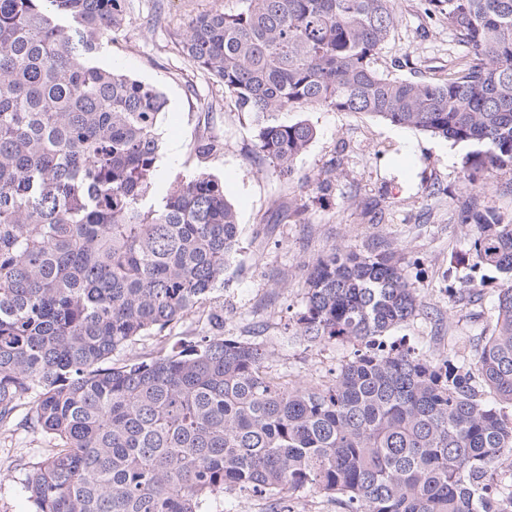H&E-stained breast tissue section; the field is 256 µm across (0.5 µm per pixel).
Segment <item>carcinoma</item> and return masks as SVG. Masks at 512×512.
<instances>
[{"label":"carcinoma","mask_w":512,"mask_h":512,"mask_svg":"<svg viewBox=\"0 0 512 512\" xmlns=\"http://www.w3.org/2000/svg\"><path fill=\"white\" fill-rule=\"evenodd\" d=\"M193 19L179 52L253 117L289 180L316 128L296 110L358 112L470 147V186L512 171V0H426L467 57L438 80L373 66L395 0H243ZM125 0H0V427L52 448L27 475L35 512H202L237 488L274 512L305 492L341 512H512V223L475 202L458 223L470 274L494 276L495 325L455 362L384 336L417 316L399 244L333 247L308 269L296 335L359 346L332 383L291 385L224 336V309L155 355L115 360L210 302L238 243L224 185L201 171L152 199L167 107L100 65ZM224 149L209 137L194 152ZM322 200L331 172L306 180Z\"/></svg>","instance_id":"obj_1"}]
</instances>
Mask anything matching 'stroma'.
Wrapping results in <instances>:
<instances>
[{
	"label": "stroma",
	"mask_w": 512,
	"mask_h": 512,
	"mask_svg": "<svg viewBox=\"0 0 512 512\" xmlns=\"http://www.w3.org/2000/svg\"><path fill=\"white\" fill-rule=\"evenodd\" d=\"M242 0H128L123 32L103 43L99 64L151 83L167 99L160 128L162 148L156 190L175 179L207 171L224 184L239 219V245L213 306L224 309V333L261 346L267 371L295 384L321 386L352 355L349 343L319 344L294 335L291 324L306 293L305 266L330 248L363 251L383 242L401 245L406 275L416 286L422 315L391 330L388 341L418 349L447 350L493 325L499 281L459 301L448 288L467 271L451 264L468 241L456 214L478 206L512 221V173L485 187H467L461 161L466 145L354 112L313 109L303 117L317 135L295 162L292 180L277 178L254 148V124L236 112L224 90L180 53L175 41L189 22L208 12L241 9ZM397 24L375 57L385 75L410 80L444 77L466 53L446 19L428 17L425 0H396ZM224 142L202 160L194 145L202 135ZM335 169L330 197L313 200L301 180ZM28 405L0 427V512H33L27 474L51 444L24 426Z\"/></svg>",
	"instance_id": "1"
}]
</instances>
